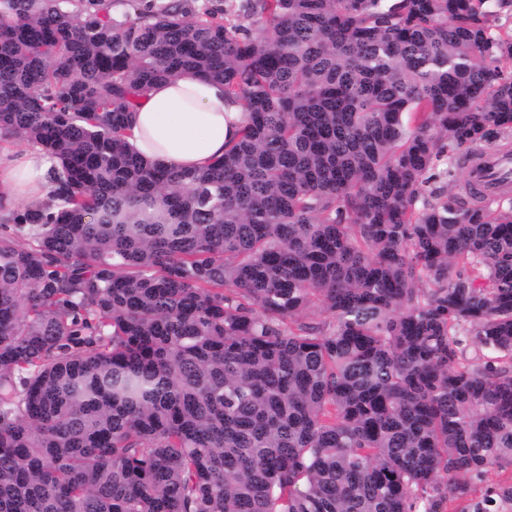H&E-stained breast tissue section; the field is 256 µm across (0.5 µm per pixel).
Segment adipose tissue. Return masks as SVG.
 I'll use <instances>...</instances> for the list:
<instances>
[{"label": "adipose tissue", "mask_w": 512, "mask_h": 512, "mask_svg": "<svg viewBox=\"0 0 512 512\" xmlns=\"http://www.w3.org/2000/svg\"><path fill=\"white\" fill-rule=\"evenodd\" d=\"M244 120L242 104L225 99L223 84L186 75L146 93L131 116L128 142L161 167L198 170L223 155ZM55 166L36 147L0 152V208L46 199Z\"/></svg>", "instance_id": "ef3b65f1"}]
</instances>
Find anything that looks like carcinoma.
<instances>
[{"label": "carcinoma", "instance_id": "carcinoma-1", "mask_svg": "<svg viewBox=\"0 0 512 512\" xmlns=\"http://www.w3.org/2000/svg\"><path fill=\"white\" fill-rule=\"evenodd\" d=\"M494 6L0 0V142L61 166L0 212V512H449L512 468V198L456 178L512 136ZM185 74L246 112L195 172L126 140Z\"/></svg>", "mask_w": 512, "mask_h": 512}]
</instances>
